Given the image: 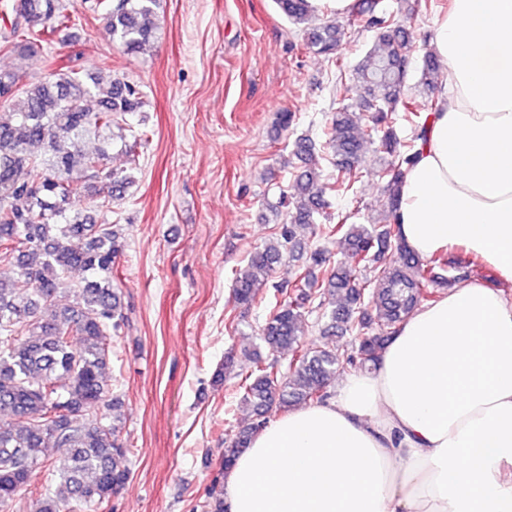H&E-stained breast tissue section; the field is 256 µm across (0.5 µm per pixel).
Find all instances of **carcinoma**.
Listing matches in <instances>:
<instances>
[{
	"label": "carcinoma",
	"mask_w": 512,
	"mask_h": 512,
	"mask_svg": "<svg viewBox=\"0 0 512 512\" xmlns=\"http://www.w3.org/2000/svg\"><path fill=\"white\" fill-rule=\"evenodd\" d=\"M276 3L302 26L306 49L328 56L336 52L338 27L316 16L309 0ZM155 6L156 0H93L90 9L102 12L109 38L132 54L156 38ZM376 8V0H355L351 10L366 18L380 43L354 68L353 79L366 93L362 111L349 105L337 109L322 144L306 136L295 140L293 155L300 165L278 201L286 220L275 225L233 279V306L243 312L258 301L275 265L293 255L301 232L345 246L340 262L324 248L310 250L303 270L277 285L285 299L272 307L260 334L267 357L256 356L245 374L235 372L233 352L224 357L217 381L237 378L240 401L252 411L251 422L224 442L225 472L270 417L323 402L342 372L375 367L410 313L459 281L443 274V255L422 258L401 239L400 186L437 108L414 110L407 84L409 38L397 16ZM71 22L63 0H14L0 13V512H17L21 493L44 466L50 445L68 453L51 462L56 487L45 489L40 512H101L130 477L131 449L109 421L120 401L104 383L109 355L104 337L125 321L113 284L124 242L109 220L111 210L98 223L73 209L71 197L78 172L95 195L109 202L123 198L134 182L138 154L131 145L128 167L109 165L112 127L141 111L144 94L124 80L104 86L69 64L33 83L7 63L13 54L51 43ZM438 71L437 59L425 55L420 84L434 88ZM396 112L409 126L405 139L397 134ZM91 139L100 143L96 151L81 148ZM368 142L382 153V219L355 224L354 213L338 211L333 222L316 223L315 216L330 207L325 195L354 194ZM327 155L336 174L324 180L320 161ZM75 238L84 241L82 247L72 245ZM391 251L398 253L392 268L382 265ZM73 269L85 272L84 285L74 303L61 307L65 276ZM367 269L374 280L358 277ZM312 314L323 323V334L349 336L350 350L342 354L335 347L305 344L303 328Z\"/></svg>",
	"instance_id": "cac0c4a2"
}]
</instances>
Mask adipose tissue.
Instances as JSON below:
<instances>
[{"label":"adipose tissue","mask_w":512,"mask_h":512,"mask_svg":"<svg viewBox=\"0 0 512 512\" xmlns=\"http://www.w3.org/2000/svg\"><path fill=\"white\" fill-rule=\"evenodd\" d=\"M446 92L401 190L409 249L479 257L375 370L269 421L224 479L228 512H512V0H452Z\"/></svg>","instance_id":"ef3b65f1"}]
</instances>
